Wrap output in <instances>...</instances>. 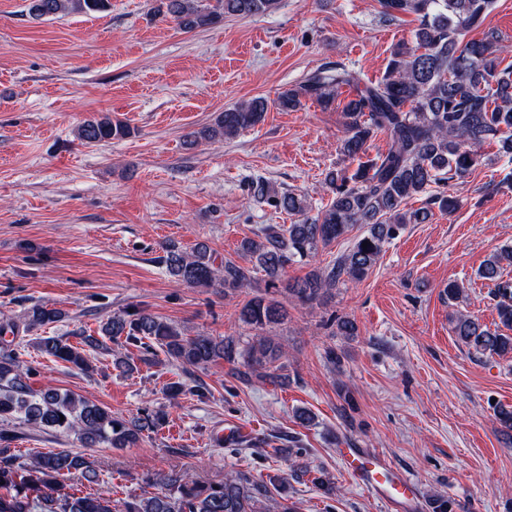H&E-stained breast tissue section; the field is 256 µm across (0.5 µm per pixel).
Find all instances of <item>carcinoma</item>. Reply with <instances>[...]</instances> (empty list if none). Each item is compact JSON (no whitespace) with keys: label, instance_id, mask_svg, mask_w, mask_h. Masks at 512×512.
<instances>
[{"label":"carcinoma","instance_id":"cac0c4a2","mask_svg":"<svg viewBox=\"0 0 512 512\" xmlns=\"http://www.w3.org/2000/svg\"><path fill=\"white\" fill-rule=\"evenodd\" d=\"M155 12L171 17L177 26L191 32L224 20L226 16H253L277 9L279 0H158ZM390 19L418 15L419 25L409 43L396 45L383 77L360 83L342 64L324 68L296 88L278 92L275 104L282 110L301 105L310 97L328 106L352 88L354 97L343 103L347 123L341 153L355 158L376 137L386 140L387 149L360 165L354 173L330 170L324 182L331 189L330 202L316 215H308L303 196L278 192L268 181L251 183V197L290 215L300 216L293 224H265L252 237L243 239L240 252L250 265L226 259L215 265L213 253L199 244L190 253L167 243V271L175 280L196 288L241 291L260 270L271 285L303 304L324 301L330 290L346 282L363 279L377 263L384 246L407 224H424L431 209L406 211L402 205L433 186L465 177L481 162V148L498 141L512 153V64L502 66L499 35L489 30L475 40L467 33L480 27L493 10L495 0H380ZM108 0H29L34 20L69 12L92 13L107 8ZM268 101L256 97L224 110L214 123L203 127L197 137L228 139L264 120ZM132 129L110 116L94 117L78 128V138L95 144L130 136ZM359 227L347 252L333 264L314 268L292 283L283 279L286 265L313 256ZM512 266V246L497 250L479 269L498 298L500 324L509 333L491 331L479 320L460 313L453 331L469 352L480 355L512 354V278L504 270ZM287 311L274 297L257 294L240 309L238 320L260 335L240 345L226 336L187 337L174 325L141 310L114 315L101 326L102 335L123 349L117 354L119 369H133L128 347L143 354L159 347L182 370L203 368L223 360L233 366L241 382L262 379L279 368L282 346L261 331L284 321ZM65 312L52 305L34 304L26 318L32 327L62 321ZM95 336H81L74 345L63 336H44L37 341L47 358L86 371L89 363L84 347L97 348ZM32 369L25 367L15 350L0 352V512H265L266 487L239 473L221 483H199L179 471L144 480L140 495L120 502L112 490L100 486V473L81 452L59 448L36 452L27 459L10 447L20 425L52 429L76 436L83 448H132L145 430L166 423L162 411L152 417L122 420L96 402L29 383ZM78 472L92 491L64 484V476Z\"/></svg>","mask_w":512,"mask_h":512}]
</instances>
